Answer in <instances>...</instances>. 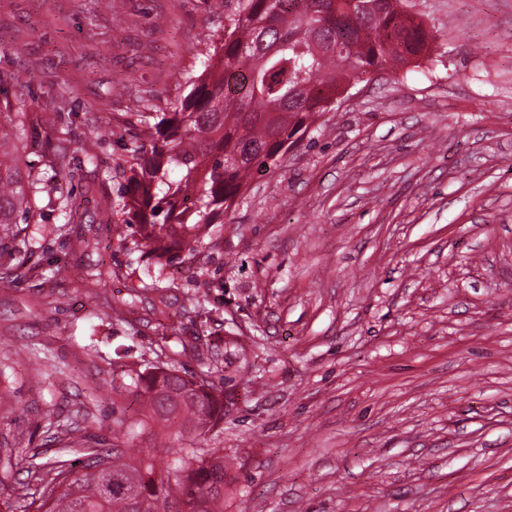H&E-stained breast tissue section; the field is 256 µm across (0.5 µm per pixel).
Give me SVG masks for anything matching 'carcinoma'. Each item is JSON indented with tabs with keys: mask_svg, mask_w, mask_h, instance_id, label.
<instances>
[{
	"mask_svg": "<svg viewBox=\"0 0 512 512\" xmlns=\"http://www.w3.org/2000/svg\"><path fill=\"white\" fill-rule=\"evenodd\" d=\"M398 0H238L224 40L172 112L135 147L136 166L121 192L122 222L113 233L155 257L151 284L129 287L122 305L142 290L169 281L180 250L199 241L217 217L241 197L247 179L278 164L290 144L326 112L352 79L392 68L422 53V20L397 8ZM239 71L240 91L224 93ZM0 123V239L33 224L37 201L77 219L61 188L51 184L57 149L40 134L51 119L5 104ZM128 392L140 406L137 424L177 423L201 437L224 423V393L175 363L145 364ZM81 459L56 457L36 512H224V454L195 442L167 448L173 456L157 472L152 451L85 447Z\"/></svg>",
	"mask_w": 512,
	"mask_h": 512,
	"instance_id": "obj_1",
	"label": "carcinoma"
}]
</instances>
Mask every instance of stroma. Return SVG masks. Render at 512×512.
<instances>
[{"instance_id": "obj_1", "label": "stroma", "mask_w": 512, "mask_h": 512, "mask_svg": "<svg viewBox=\"0 0 512 512\" xmlns=\"http://www.w3.org/2000/svg\"><path fill=\"white\" fill-rule=\"evenodd\" d=\"M402 4L428 51L356 82L119 312L153 268L112 233L132 148L237 2L0 0V89L55 116L80 214L0 241L1 506L31 512L73 429L178 447L112 421L137 417L129 369L205 336L184 364L230 399L199 439L234 462L224 512H512V0Z\"/></svg>"}]
</instances>
